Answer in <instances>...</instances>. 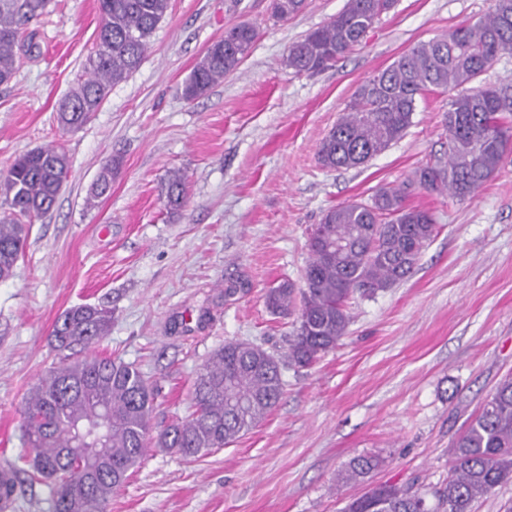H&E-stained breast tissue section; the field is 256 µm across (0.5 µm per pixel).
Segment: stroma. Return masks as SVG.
<instances>
[{"label":"stroma","mask_w":512,"mask_h":512,"mask_svg":"<svg viewBox=\"0 0 512 512\" xmlns=\"http://www.w3.org/2000/svg\"><path fill=\"white\" fill-rule=\"evenodd\" d=\"M345 3L307 0L281 21L272 0H170L140 67L70 131L56 106L85 76L99 14L96 0H52L35 24L38 50L0 85V173L47 145L70 160L54 208L30 224L13 277L0 281V467L24 452L20 411L56 361L50 333L66 309L112 308L94 354L157 382L156 421L185 417L197 374L224 342L287 350L294 318L271 313L265 295L285 278L302 284L322 215L401 186L438 224L412 274L353 299L341 345L285 369L284 394L260 426L192 461L149 448L106 512H339L370 485L445 487L453 441L512 374V144L468 199L411 184L448 151L450 97L437 90L418 99L405 136L362 167L323 168L317 149L367 77L496 0H396L334 66L289 69V46ZM238 23L259 33L250 54L208 94L184 100L199 57ZM115 155L110 191L93 197ZM174 169L188 192L175 216L162 196ZM359 455L378 468L334 490Z\"/></svg>","instance_id":"obj_1"}]
</instances>
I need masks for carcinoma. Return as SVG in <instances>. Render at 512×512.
Returning <instances> with one entry per match:
<instances>
[{
    "label": "carcinoma",
    "mask_w": 512,
    "mask_h": 512,
    "mask_svg": "<svg viewBox=\"0 0 512 512\" xmlns=\"http://www.w3.org/2000/svg\"><path fill=\"white\" fill-rule=\"evenodd\" d=\"M396 0H346L328 24L288 47L286 63L297 74H315L344 58ZM50 0H0V85L15 77L20 53L39 49L29 26ZM170 0H98L96 49L77 83L57 108L59 124L77 129L98 111L112 86L141 65L150 38L165 18ZM306 0H273V14L287 20ZM256 28L238 24L213 42L181 86L194 101L235 72L250 54ZM512 55V0H496L494 11L472 24L420 43L390 66L368 77L335 126L321 141L322 166L352 169L366 164L401 140L412 124L417 98L433 89L451 94L445 116L448 158L417 168L413 181L428 191L445 190L462 200L475 194L498 170L512 139V88L476 84L499 56ZM121 160H106L96 195L112 186ZM69 170L66 153L44 146L18 156L0 175V281L12 277L29 232L24 220L49 213ZM166 207L179 213L186 203L184 175L173 170L165 184ZM437 232L433 215L409 206L400 188H383L371 202L352 201L326 211L309 238L310 260L304 288L288 280L266 293L278 315L292 311L301 293L288 349L282 355L248 341H228L215 349L197 375L191 413L168 426L153 423L155 390L134 364L91 356L112 325V309L79 305L65 310L51 331L58 365L27 393L20 428L30 453L21 457L30 476L45 479L52 512H105L112 492L140 464L149 444L196 459L227 447L259 426L283 395L282 366L313 365L335 349L351 320L350 301L372 297L404 280ZM104 417L100 442L81 445L74 421ZM453 469L441 490H412L377 484L344 502L341 512H472L475 502L512 481V376L502 379L479 413L454 442ZM378 466L372 456L352 459L336 484L367 477Z\"/></svg>",
    "instance_id": "carcinoma-1"
}]
</instances>
